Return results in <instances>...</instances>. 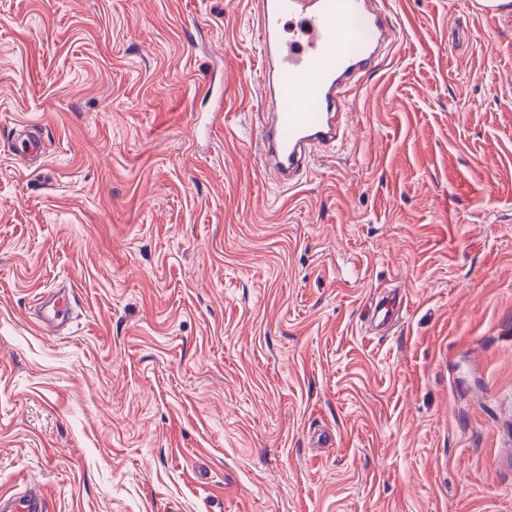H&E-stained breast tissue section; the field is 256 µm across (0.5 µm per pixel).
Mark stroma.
Instances as JSON below:
<instances>
[{"label": "stroma", "instance_id": "1", "mask_svg": "<svg viewBox=\"0 0 512 512\" xmlns=\"http://www.w3.org/2000/svg\"><path fill=\"white\" fill-rule=\"evenodd\" d=\"M390 2L351 136L282 187L250 0H0V493L512 512V21ZM17 131V130H16ZM43 142L41 136L32 128L18 129L11 139L10 149L15 155L29 159L38 158L43 154ZM41 324L46 331H58L72 318L74 295L72 289L59 288L39 297Z\"/></svg>", "mask_w": 512, "mask_h": 512}]
</instances>
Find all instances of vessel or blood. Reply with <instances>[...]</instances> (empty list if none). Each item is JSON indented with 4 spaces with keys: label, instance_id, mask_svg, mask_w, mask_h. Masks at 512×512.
<instances>
[{
    "label": "vessel or blood",
    "instance_id": "1",
    "mask_svg": "<svg viewBox=\"0 0 512 512\" xmlns=\"http://www.w3.org/2000/svg\"><path fill=\"white\" fill-rule=\"evenodd\" d=\"M266 96L256 135L265 169L293 184L312 150L349 135L350 93L375 71L400 31L388 0H252ZM475 15L508 21L512 0H469ZM15 155L40 157L43 142L31 128L11 140ZM74 295L61 288L41 298V324L57 331L72 317ZM0 512H48L40 485L0 495Z\"/></svg>",
    "mask_w": 512,
    "mask_h": 512
}]
</instances>
